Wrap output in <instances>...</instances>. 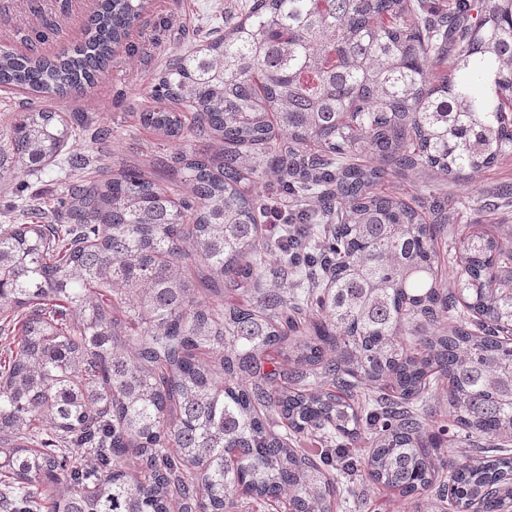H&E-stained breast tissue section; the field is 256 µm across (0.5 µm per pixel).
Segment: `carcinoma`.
<instances>
[{"label": "carcinoma", "mask_w": 512, "mask_h": 512, "mask_svg": "<svg viewBox=\"0 0 512 512\" xmlns=\"http://www.w3.org/2000/svg\"><path fill=\"white\" fill-rule=\"evenodd\" d=\"M146 4L100 0L56 59L1 48L0 86L90 89ZM150 99L163 138L221 146L176 158L186 198L74 155L66 223L0 226V320L19 332L0 358V505L216 512L241 494L332 512L335 470L432 510L512 512V242L451 223L436 191L414 207L378 189L512 154V0H252ZM75 137L32 106L12 157L37 170ZM263 184L306 225L280 228L292 295L264 287ZM439 394L493 454L441 453L448 429L421 407Z\"/></svg>", "instance_id": "cac0c4a2"}]
</instances>
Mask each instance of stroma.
<instances>
[{
  "instance_id": "35a3bbf8",
  "label": "stroma",
  "mask_w": 512,
  "mask_h": 512,
  "mask_svg": "<svg viewBox=\"0 0 512 512\" xmlns=\"http://www.w3.org/2000/svg\"><path fill=\"white\" fill-rule=\"evenodd\" d=\"M251 0H151L131 30L126 48L86 94L53 98L52 107L73 125L70 140L41 170L0 167V224L23 223V210L41 203L54 211L74 178L68 164L75 154H100L112 169L134 168L165 186H176L177 153L214 154L209 137L163 141L141 126L139 114L148 105V87L168 57L207 37L223 33L225 19L245 12ZM94 8L92 0H0V48L55 58L82 43ZM109 132L103 143L91 140L90 130ZM512 184V156L479 172H464L443 181L431 172H413L387 179V193L422 200L429 188L447 194L459 224L490 229L512 237V203L489 210L485 201L496 197L503 184ZM333 512H412L409 499L392 494L365 479L340 490Z\"/></svg>"
}]
</instances>
